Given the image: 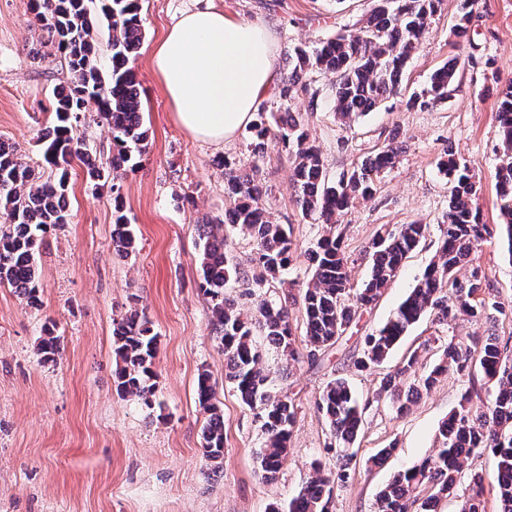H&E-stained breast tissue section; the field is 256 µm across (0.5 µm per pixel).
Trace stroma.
Instances as JSON below:
<instances>
[{"mask_svg":"<svg viewBox=\"0 0 512 512\" xmlns=\"http://www.w3.org/2000/svg\"><path fill=\"white\" fill-rule=\"evenodd\" d=\"M225 14L261 23L276 62L297 45L359 27L373 0H211ZM460 0H444L412 55L400 94L373 112L342 123L333 108L335 75L313 73L307 89L279 99L286 77L259 97L268 112L299 114L319 148L329 179L350 171L390 141L401 152L379 177L374 196L356 203L339 224L348 257L351 288L369 274L366 250L381 227L425 224V240L405 260L375 307L364 311L317 363L285 361L265 347L275 391L298 406L288 457L276 481L262 479L258 453L264 441L255 413L224 378V352L212 326L201 280L199 224L223 218L224 164L256 171L274 221L289 225L297 248L282 273L283 291L298 293L311 275L306 252L325 225L305 218L294 200V157L269 147L256 158L247 130L224 143L192 138L174 120L162 78L152 64L155 46L196 0H143V44L133 61L141 86L148 148L121 181L126 219L135 236L132 257L116 255L110 191L92 192L82 172L69 181L70 222L49 230L37 255L42 305L32 309L0 286V512H286L313 463L331 468L325 418L316 401L334 379L348 381L369 400L353 450L356 473L334 491L330 512H374L376 495L400 471L419 464L439 446L438 428L457 409L467 388L449 374L421 394L403 415L377 399L379 375L357 371L353 359L364 336L377 331L434 261L448 209V185L438 163L446 153L471 169L475 205L482 223H501L495 187L502 156L498 92L512 84V0H477L470 30L454 31ZM46 34L31 12V0H0V139L16 143L27 162L43 169L41 131L51 119L54 87L67 81L63 57L39 60ZM454 56L467 63L447 99L407 107L432 74ZM502 299L512 298V249L500 237L472 255ZM145 313L157 335L154 361L157 408L117 394L113 383L112 320L129 310ZM62 340L56 362L43 363L38 341L44 325ZM496 333L512 337V315L442 324L425 315L403 337L390 362L417 352L423 367L438 359L436 337ZM216 384L215 403L224 417V458L203 455L206 416L196 399L199 373ZM382 464L371 458L384 447Z\"/></svg>","mask_w":512,"mask_h":512,"instance_id":"35a3bbf8","label":"stroma"}]
</instances>
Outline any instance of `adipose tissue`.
<instances>
[{"mask_svg": "<svg viewBox=\"0 0 512 512\" xmlns=\"http://www.w3.org/2000/svg\"><path fill=\"white\" fill-rule=\"evenodd\" d=\"M176 122L193 138L223 143L248 126L275 77L261 25L207 5L184 12L153 54Z\"/></svg>", "mask_w": 512, "mask_h": 512, "instance_id": "ef3b65f1", "label": "adipose tissue"}]
</instances>
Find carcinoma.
Listing matches in <instances>:
<instances>
[{"label":"carcinoma","instance_id":"obj_1","mask_svg":"<svg viewBox=\"0 0 512 512\" xmlns=\"http://www.w3.org/2000/svg\"><path fill=\"white\" fill-rule=\"evenodd\" d=\"M475 0H461L456 27L465 34L472 20ZM443 0H374L363 25L354 31L328 38L316 46L298 47L285 58L287 76L279 97L293 98L297 89H306V75H336L334 111L343 118L366 115L399 91L402 73L412 53L419 47L426 27L441 11ZM103 16L110 20L108 72L101 71L97 59L96 30L91 22L90 0H33L36 19L47 30L50 43L63 56L69 80L54 90V112L50 126L42 133L45 162L57 171L54 179H43L25 161L17 147L0 142V285L14 293L30 308L41 306V282L36 251L49 229L69 223L66 207L68 174L74 166L85 169L93 188H110L115 204L112 244L127 258L133 254L134 236L121 207L120 179L136 165L148 145L142 116L140 83L131 58L144 40L140 0H100ZM460 69L456 57L431 76L430 85L409 99L408 105H427L444 100ZM98 106L97 117L112 131V158L106 162L92 157L79 126L87 119L89 103ZM499 134L503 158L496 170L497 192L505 204L504 223L492 229L479 222L473 205L475 185L470 169L448 154L439 164L448 178V211L442 239L434 260L416 281L393 316L376 333L365 337L357 370L381 366L407 333L427 313L441 322L467 317L478 320L490 312L504 311V303L490 297V285L478 271L461 280L457 269L496 232L507 239L512 254V85L503 90L498 107ZM253 156L265 153L273 143L292 151L296 157L293 188L303 215L331 228L311 250L312 274L302 293L304 308V348L295 346L289 321L288 294L277 301L262 299L248 314L224 289L236 284L264 288L268 277L284 271L295 253L290 227L270 220L262 203L265 190L247 174L224 166V194L231 207L227 223L248 233L254 243L250 258L255 273L229 263L224 254L222 225L203 224L200 261V288L212 306V325L224 350L225 376L242 402L262 421L263 448L259 452L262 478H277L288 453L297 415V405L271 388L263 366V351L252 337V329H262L268 344L288 361L304 355L316 363L333 346L363 310L375 303L390 286L408 254L427 232L425 224H403L378 234L369 251L370 273L361 287H348V258L341 235L334 232L340 218L358 199L373 196L379 174L393 166L397 150L391 145L363 160L335 182L326 178L321 155L309 141L301 120L280 113L259 112L249 127ZM114 383L118 393L154 405L153 382L157 334L144 314L132 311L112 322ZM439 362L429 371L418 366L417 356L406 357L380 380L378 393L391 397L392 407L401 414L413 397L430 391L452 370L468 378L469 387L459 407L439 427L436 456L395 477L376 496L375 512H435L436 503L463 488L460 512H483L486 478L470 472V457L491 453L496 458L494 482L499 512H512V356L499 337L488 335L473 345L452 336L440 341ZM61 350L54 326H45L39 337L42 362L54 363ZM493 384L494 392L482 402L474 368ZM215 387L206 373L198 376L196 397L208 413L203 427V454L217 462L224 457V422L212 403ZM317 408L328 423L330 446L336 449L338 464L328 473L316 467L304 486L289 502V512H329L333 490L352 479L353 448L362 424L359 400L346 380L330 381ZM430 490L424 494V490Z\"/></svg>","mask_w":512,"mask_h":512}]
</instances>
